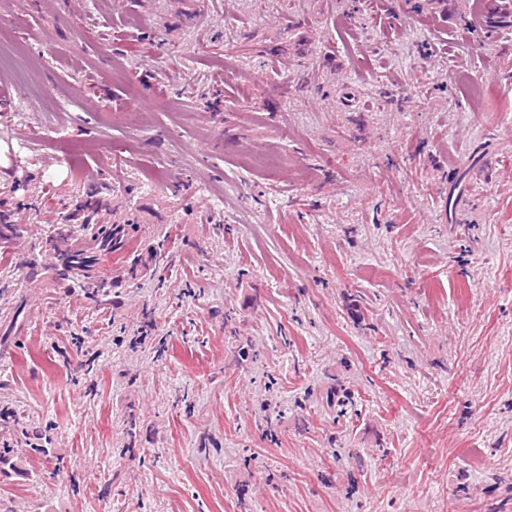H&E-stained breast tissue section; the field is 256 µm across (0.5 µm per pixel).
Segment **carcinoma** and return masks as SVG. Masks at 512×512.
I'll use <instances>...</instances> for the list:
<instances>
[{
    "instance_id": "cac0c4a2",
    "label": "carcinoma",
    "mask_w": 512,
    "mask_h": 512,
    "mask_svg": "<svg viewBox=\"0 0 512 512\" xmlns=\"http://www.w3.org/2000/svg\"><path fill=\"white\" fill-rule=\"evenodd\" d=\"M96 210L97 207L90 204L79 207L53 229L54 253L49 257V265L57 279L64 283L72 281L75 275L96 263L97 258L86 245L87 240L102 239L108 250L121 249L127 240L126 225L113 224L104 229L95 220Z\"/></svg>"
}]
</instances>
